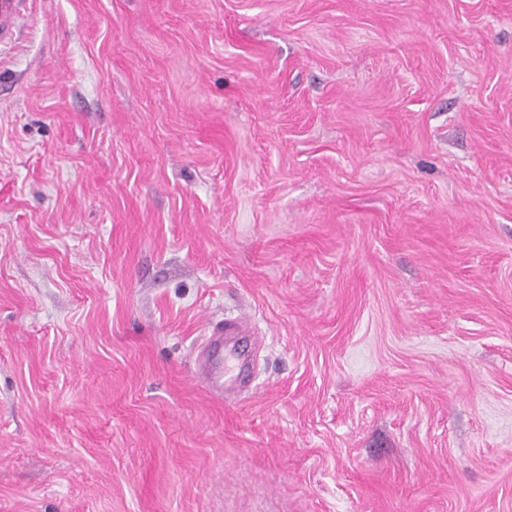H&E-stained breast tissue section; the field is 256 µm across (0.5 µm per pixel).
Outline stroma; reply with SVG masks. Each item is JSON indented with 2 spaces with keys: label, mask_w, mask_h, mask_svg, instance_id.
I'll use <instances>...</instances> for the list:
<instances>
[{
  "label": "stroma",
  "mask_w": 512,
  "mask_h": 512,
  "mask_svg": "<svg viewBox=\"0 0 512 512\" xmlns=\"http://www.w3.org/2000/svg\"><path fill=\"white\" fill-rule=\"evenodd\" d=\"M0 512H512V0H30ZM249 321L239 318L215 326L203 346L202 373L211 394L223 399L227 390L237 386L245 361L232 353L224 354V347L238 336L250 333Z\"/></svg>",
  "instance_id": "35a3bbf8"
}]
</instances>
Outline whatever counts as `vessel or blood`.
Segmentation results:
<instances>
[{
  "label": "vessel or blood",
  "mask_w": 512,
  "mask_h": 512,
  "mask_svg": "<svg viewBox=\"0 0 512 512\" xmlns=\"http://www.w3.org/2000/svg\"><path fill=\"white\" fill-rule=\"evenodd\" d=\"M26 0H0V47L12 45L21 21L26 15ZM249 322L239 318L213 328L203 346L202 373L211 394L223 398L235 387L244 367L238 356L227 348L239 336L249 334Z\"/></svg>",
  "instance_id": "1"
}]
</instances>
